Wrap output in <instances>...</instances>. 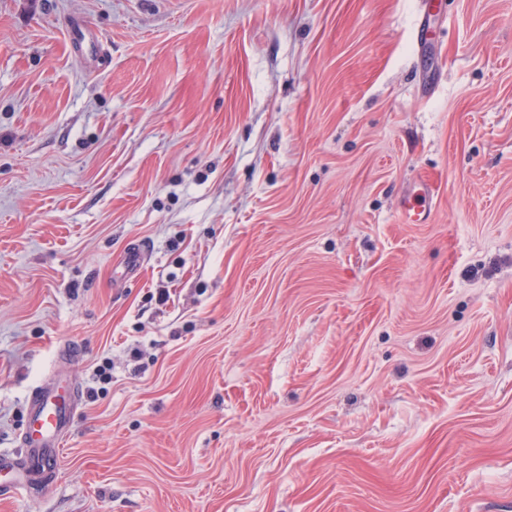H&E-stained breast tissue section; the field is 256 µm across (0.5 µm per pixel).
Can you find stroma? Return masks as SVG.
<instances>
[{"instance_id":"35a3bbf8","label":"stroma","mask_w":512,"mask_h":512,"mask_svg":"<svg viewBox=\"0 0 512 512\" xmlns=\"http://www.w3.org/2000/svg\"><path fill=\"white\" fill-rule=\"evenodd\" d=\"M426 3L0 0V512H512V0ZM435 190L430 184H424V190L417 196L408 195L402 206V221L406 224H425L431 213ZM416 197H418L416 199ZM417 200V202H416ZM60 388L48 383L36 387L29 396L27 427L22 439L25 459L0 455V475L9 476L7 487L13 493L25 491L32 467L44 470L56 462L58 450L71 431L73 415L69 394H61Z\"/></svg>"}]
</instances>
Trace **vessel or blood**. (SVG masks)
<instances>
[{"label":"vessel or blood","mask_w":512,"mask_h":512,"mask_svg":"<svg viewBox=\"0 0 512 512\" xmlns=\"http://www.w3.org/2000/svg\"><path fill=\"white\" fill-rule=\"evenodd\" d=\"M435 190L425 186L415 196H407L402 206V221L406 224L427 223ZM73 415L68 396L51 385L36 387L27 404V427L22 439L25 459L0 455V475L8 476L13 492L24 491L32 467L48 468L57 460L59 448L70 432Z\"/></svg>","instance_id":"obj_1"}]
</instances>
